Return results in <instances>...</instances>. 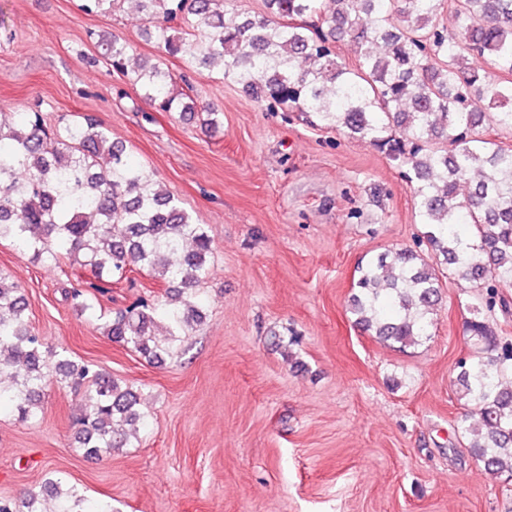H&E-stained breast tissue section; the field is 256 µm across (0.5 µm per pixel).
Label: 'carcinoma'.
<instances>
[{
	"label": "carcinoma",
	"mask_w": 512,
	"mask_h": 512,
	"mask_svg": "<svg viewBox=\"0 0 512 512\" xmlns=\"http://www.w3.org/2000/svg\"><path fill=\"white\" fill-rule=\"evenodd\" d=\"M125 0H80L84 13H114ZM170 56L251 90L272 111L314 114L320 126L363 139L403 168L413 183L418 248L382 254L359 270L351 313L392 344L428 336L440 298V270L475 290L469 342L477 354L456 363L455 385L469 408L458 431L474 462L512 479V343L489 319L509 314L512 288V0H263L243 15L234 0H135ZM96 60L126 77L161 112L217 110L197 104L193 86L155 63L134 62L120 36L91 32ZM356 47L351 67L336 52ZM54 268L68 260L92 279L70 293L96 313L103 285L141 272L174 298L140 297L108 319L107 336L153 361L200 322L197 287L208 275L211 240L181 202L156 187L123 143L96 121L60 115L54 129L38 110L0 124V240ZM18 286L0 275V410L37 417L49 378L84 390L75 440L100 458L129 448L128 424L146 423L140 397L90 362L45 347L28 321ZM165 324L167 346L152 330ZM0 512H112L57 478Z\"/></svg>",
	"instance_id": "carcinoma-1"
}]
</instances>
